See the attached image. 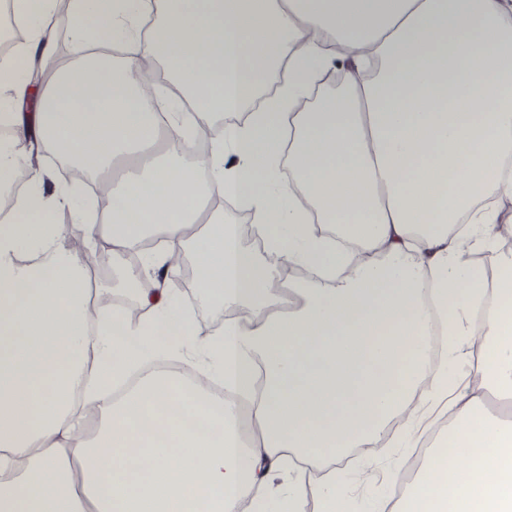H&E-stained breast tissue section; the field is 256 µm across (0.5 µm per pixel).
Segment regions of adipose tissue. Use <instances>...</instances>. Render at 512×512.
<instances>
[{"label":"adipose tissue","mask_w":512,"mask_h":512,"mask_svg":"<svg viewBox=\"0 0 512 512\" xmlns=\"http://www.w3.org/2000/svg\"><path fill=\"white\" fill-rule=\"evenodd\" d=\"M54 6L16 0L27 54L0 70L14 93L0 185L28 160L18 108L32 92L42 144L89 177L123 154L152 159L112 190L109 220L35 171L0 222V512H303L311 492L319 512H352L324 463L393 425L395 446L416 447L443 416L426 468L372 512H512V424L485 406L512 396V259L496 254V204L512 196V0H162L142 41L145 0H72L64 22L80 39L128 37L134 53L79 57L33 87ZM337 62L342 92L310 98ZM159 69L195 119L166 113L158 152L145 90ZM272 82L261 110L213 136L214 113H238ZM186 134L208 138L207 158L186 161ZM225 199L266 258L225 222ZM57 204L88 245L109 246L139 318L90 287ZM157 229L167 250L150 260V287L121 258ZM185 252L200 304L225 312L204 340L169 287ZM463 358L475 379L464 387L447 370ZM238 401L259 429L249 442ZM88 406L105 418L91 436Z\"/></svg>","instance_id":"1"}]
</instances>
